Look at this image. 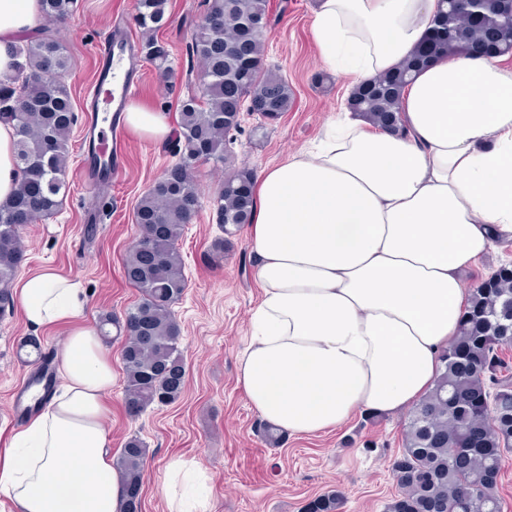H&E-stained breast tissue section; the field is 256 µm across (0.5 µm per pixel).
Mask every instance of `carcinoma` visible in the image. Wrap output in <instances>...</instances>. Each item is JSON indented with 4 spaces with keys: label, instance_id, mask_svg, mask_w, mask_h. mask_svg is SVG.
<instances>
[{
    "label": "carcinoma",
    "instance_id": "cac0c4a2",
    "mask_svg": "<svg viewBox=\"0 0 512 512\" xmlns=\"http://www.w3.org/2000/svg\"><path fill=\"white\" fill-rule=\"evenodd\" d=\"M43 16L63 20L74 0H40ZM168 0H136L142 31L137 55L166 77L172 71L166 27ZM206 17L190 34L187 54L201 63L198 89L180 100L172 140L177 161L135 206L139 237L128 250L125 280L140 292L123 320L105 314L102 340L110 327L125 336V408L137 417L152 405H167L184 391L186 369L179 351L181 330L171 307L187 281L177 243L200 207L197 168L210 163L224 172L214 195L216 222L248 224L254 210L253 173L232 166L229 149L240 128V112L265 121L280 119L294 105V90L280 72L264 67L269 0H206ZM229 23H224V18ZM442 31L432 34L390 75L351 91V111L374 125L402 133L400 101L409 77L444 54L488 45L499 56L512 49V16L503 0H487L477 23L438 14ZM24 75L0 76V120L14 124L15 158L22 179L12 199L0 204V313L14 306L12 283L24 261L21 230L48 218L68 189L69 140L77 122L71 92L59 80L68 69L62 40L50 33L17 46ZM512 347V270L500 268L473 289L458 335L441 354L433 387L408 417L404 443L392 467L399 493L386 512H501L496 489L504 454L512 451V374L500 351ZM147 448L138 437L121 449L116 464L124 476V512L142 508ZM338 493L319 495L305 512H339Z\"/></svg>",
    "mask_w": 512,
    "mask_h": 512
}]
</instances>
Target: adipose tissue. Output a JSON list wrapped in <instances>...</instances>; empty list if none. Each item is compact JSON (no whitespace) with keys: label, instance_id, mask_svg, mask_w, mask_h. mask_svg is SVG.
Here are the masks:
<instances>
[{"label":"adipose tissue","instance_id":"adipose-tissue-1","mask_svg":"<svg viewBox=\"0 0 512 512\" xmlns=\"http://www.w3.org/2000/svg\"><path fill=\"white\" fill-rule=\"evenodd\" d=\"M439 0H316L323 65L350 85L410 56ZM40 0H0V75L34 32ZM133 134L162 141L165 113L130 105ZM404 134L351 112L322 138L254 174L248 235L260 299L238 382L259 418L292 436L395 415L427 394L469 308L462 286L496 241L512 240V67L463 53L416 72ZM12 124L0 121V203L20 183ZM31 328L66 324L61 388L0 450V493L15 512H123L108 447L112 358L82 322L78 282L44 270L15 288ZM169 512H209L205 469L166 467Z\"/></svg>","mask_w":512,"mask_h":512}]
</instances>
